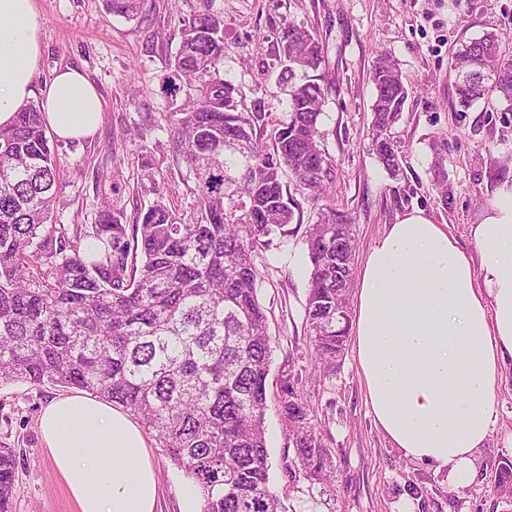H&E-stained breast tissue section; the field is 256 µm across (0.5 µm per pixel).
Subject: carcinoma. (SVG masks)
Here are the masks:
<instances>
[{
	"mask_svg": "<svg viewBox=\"0 0 512 512\" xmlns=\"http://www.w3.org/2000/svg\"><path fill=\"white\" fill-rule=\"evenodd\" d=\"M104 2L127 18L140 8V0ZM179 35L164 91L171 142L194 183L189 210L160 194L129 235L123 213L107 204L95 224L69 237L50 223L60 167L44 113L28 104L0 126V383L50 381L123 407L200 488L201 512H285L269 484L272 346L255 253L292 234L301 212L284 172L310 196L332 183L321 130L330 86L311 76L323 47L315 30L293 22L276 32L266 72L289 93L285 118L271 125L259 107L239 111V89L219 73L224 19L208 0L182 20ZM451 68L460 108L495 93L512 112V61L502 58L497 34L464 45ZM371 81L372 150L395 174L400 146L391 131L408 92L386 54L373 62ZM304 242L306 322L316 359L332 364L349 330L353 220L323 207ZM281 415L297 471L335 489L332 453L288 382ZM16 464L15 449L0 446V512H11Z\"/></svg>",
	"mask_w": 512,
	"mask_h": 512,
	"instance_id": "obj_1",
	"label": "carcinoma"
}]
</instances>
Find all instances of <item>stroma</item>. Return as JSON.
I'll return each mask as SVG.
<instances>
[{"instance_id":"35a3bbf8","label":"stroma","mask_w":512,"mask_h":512,"mask_svg":"<svg viewBox=\"0 0 512 512\" xmlns=\"http://www.w3.org/2000/svg\"><path fill=\"white\" fill-rule=\"evenodd\" d=\"M36 5L43 26L35 91L69 65L86 73L103 104L102 124L90 138L49 139L64 173L53 223L69 231L94 223L106 201L131 225L160 194L176 208H189L185 165L166 131L162 84L180 47L181 21L199 0H141L131 20L109 14L104 0ZM213 9L224 19L228 46L219 69L239 87L242 112L258 102L271 118L284 115L286 95L264 69L281 23L319 33L325 56L319 73L332 84L321 124L334 165L330 202L355 221L357 259L387 225L414 211L447 225L461 247L477 254L470 227L501 181L512 180V112L494 97L459 111L449 62L462 45L491 31L504 58L512 59V0H475L471 8L453 0H214ZM380 52L398 61L408 90L394 128L402 147L395 176L371 147L370 73ZM145 156L153 163L152 183L141 177ZM255 260L273 347L265 416L270 485L287 512H512V496L499 483L503 459H512V368L498 389L499 417L479 451L473 481L450 489L446 473L406 459L376 427L353 345L333 366H315L305 317L310 263L301 234L273 238ZM286 380L333 454L336 495L329 501L313 500L308 481L290 474L295 450L280 414ZM68 393L50 382L0 385V444L17 452L12 512H75L39 426L44 405ZM148 451L160 481L157 512H179L183 471L156 442Z\"/></svg>"}]
</instances>
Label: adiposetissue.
Instances as JSON below:
<instances>
[{
    "instance_id": "ef3b65f1",
    "label": "adipose tissue",
    "mask_w": 512,
    "mask_h": 512,
    "mask_svg": "<svg viewBox=\"0 0 512 512\" xmlns=\"http://www.w3.org/2000/svg\"><path fill=\"white\" fill-rule=\"evenodd\" d=\"M41 27L36 0H0V126L33 97ZM40 107L63 140L93 135L102 119L95 86L70 66L55 70ZM471 234L475 257L423 213L390 225L361 264L353 323L376 426L455 487L474 478L512 365V184ZM40 430L78 512H155L157 473L127 412L76 393L45 406Z\"/></svg>"
}]
</instances>
